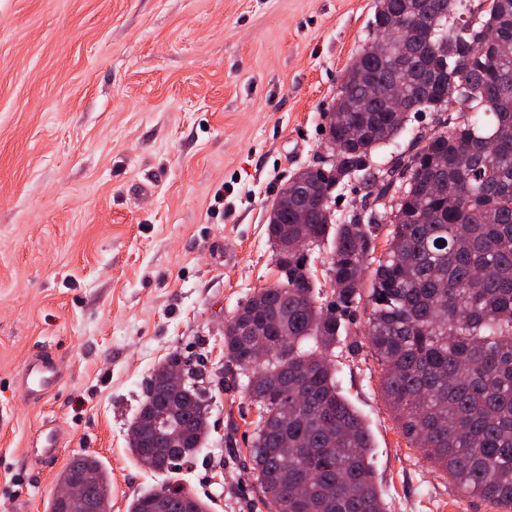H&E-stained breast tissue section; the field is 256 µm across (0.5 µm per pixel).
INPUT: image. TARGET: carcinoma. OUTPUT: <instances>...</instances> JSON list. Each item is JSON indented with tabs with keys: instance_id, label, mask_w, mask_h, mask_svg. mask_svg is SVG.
Returning a JSON list of instances; mask_svg holds the SVG:
<instances>
[{
	"instance_id": "cac0c4a2",
	"label": "carcinoma",
	"mask_w": 512,
	"mask_h": 512,
	"mask_svg": "<svg viewBox=\"0 0 512 512\" xmlns=\"http://www.w3.org/2000/svg\"><path fill=\"white\" fill-rule=\"evenodd\" d=\"M462 0H375L371 41L386 54H357L344 70L327 112L332 160L325 171L298 170L268 215L275 282L246 299L224 323L226 371L247 376L245 392L259 409L252 470L270 512H385L373 468L372 435L342 394L331 359L345 331L342 314L363 300L371 275L367 348L382 366L381 391L409 447L448 476L457 490L512 512V0H486L462 17ZM392 18L397 28L381 27ZM498 39L480 52L484 31ZM413 71L408 112L458 105L457 116L415 147L394 171L372 159L396 142L407 112L392 119L383 92ZM359 178L382 213L339 222L334 192ZM440 183L460 203L435 195ZM390 226L375 256L376 230ZM332 243V301L320 292L296 245ZM262 340L267 356L249 355ZM173 352L153 369L130 424L128 448L160 434L152 471L168 473L195 459L209 434L207 405L187 381L178 392H152ZM94 474L93 493L112 499V476L83 455L66 466ZM161 485L131 501L129 512H183Z\"/></svg>"
}]
</instances>
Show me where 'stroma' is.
Instances as JSON below:
<instances>
[{"label": "stroma", "mask_w": 512, "mask_h": 512, "mask_svg": "<svg viewBox=\"0 0 512 512\" xmlns=\"http://www.w3.org/2000/svg\"><path fill=\"white\" fill-rule=\"evenodd\" d=\"M374 0H0V512H46L72 455L112 473V512L162 478L128 448L152 370L203 376L209 437L172 476L210 512H267L248 448L256 408L224 370V321L276 279L270 206L330 161L323 118L369 42ZM451 112L409 114L394 165ZM344 318L332 359L374 439L386 512H494L409 448L382 370ZM67 375L37 404L28 356ZM64 446L44 464V426Z\"/></svg>", "instance_id": "stroma-1"}]
</instances>
